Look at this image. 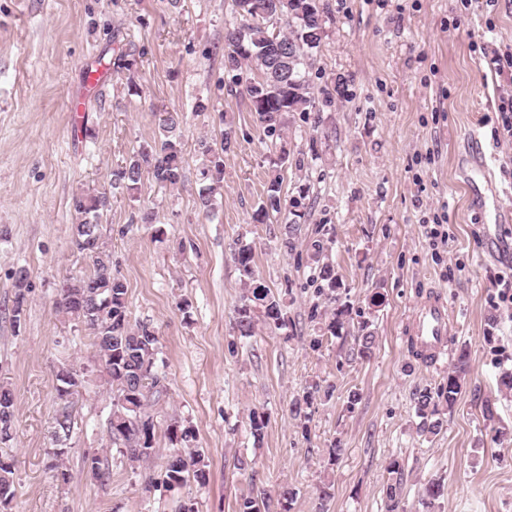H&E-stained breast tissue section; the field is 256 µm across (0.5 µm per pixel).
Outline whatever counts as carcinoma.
<instances>
[{
    "instance_id": "1",
    "label": "carcinoma",
    "mask_w": 512,
    "mask_h": 512,
    "mask_svg": "<svg viewBox=\"0 0 512 512\" xmlns=\"http://www.w3.org/2000/svg\"><path fill=\"white\" fill-rule=\"evenodd\" d=\"M236 21L224 27V70L233 74L239 94L244 96L256 124L267 137H278L287 127L292 112H320L317 104L330 105L336 100V86L316 88L310 81L314 53L325 35V26H307L305 20L316 15L326 18L320 0H233ZM255 67L259 77L240 82L245 67ZM183 117L178 112H163L159 117V135L140 145L139 149L112 170L109 187L95 192L80 191L70 199L73 216V246L89 259V270L81 275L66 277L60 283L56 312L83 324L89 330L93 353L107 366L104 371L110 387L111 411L108 427L112 444L130 463L150 456L156 449L158 422L152 407L167 395L166 375L159 371V337L157 330L147 323L130 322L128 289L124 281L112 272L111 252L103 240L100 225L112 209V191L119 190L129 197L139 191L148 176L165 190L184 184V156L180 135L177 134ZM236 143V131L227 123L220 139L200 142L198 204L207 218L214 216L217 194L224 181V154ZM309 188L299 189L289 213L286 246L293 247L305 223L307 210L302 200ZM279 179L270 181L264 199L255 211V221L266 223L282 212ZM233 261L243 283L244 293L235 311V329L239 335H253L256 315L263 317L271 330L287 327L280 298L265 285L255 269L254 250L248 244L235 242L231 250ZM323 250L314 253L317 266L311 275L316 294L329 304V321L320 334L311 338L310 347L322 345L320 335H342L343 329L353 332L356 355L361 359L372 357L374 332L366 320L359 319L361 311L342 300V283L333 266L321 262ZM14 298L11 308L12 325L21 327L20 314L28 302L29 272L21 267L14 272ZM468 372V354L462 349L448 369V380L436 391H421L415 398V412L422 436L437 434L442 426L438 406L451 408L458 401ZM334 386L319 382L312 384L300 399L289 405L290 414L309 420L317 401L329 400ZM59 406L54 418L55 438L68 437L74 422L71 401L58 393ZM16 422V399L9 387L0 384V445H8L13 438ZM268 420L256 409L248 415L250 434L255 440L263 437ZM164 436L169 442L164 464L163 483L180 486L192 479L203 486L209 482L205 451L194 445L196 435L192 427L173 418L167 423ZM63 448H52L55 459L51 465L53 478L69 481V473L62 456ZM445 494L440 479L429 480L423 490L421 504L432 512ZM15 499L14 467L0 456V512H8ZM265 496L247 495L241 498L238 512H269ZM386 512H404L400 480L391 481L385 490Z\"/></svg>"
}]
</instances>
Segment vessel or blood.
<instances>
[{"label": "vessel or blood", "mask_w": 512, "mask_h": 512, "mask_svg": "<svg viewBox=\"0 0 512 512\" xmlns=\"http://www.w3.org/2000/svg\"><path fill=\"white\" fill-rule=\"evenodd\" d=\"M407 334L423 366H437L441 357L449 353L448 302L444 292L429 291L417 302L411 311Z\"/></svg>", "instance_id": "obj_1"}]
</instances>
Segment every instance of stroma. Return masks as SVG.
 Returning <instances> with one entry per match:
<instances>
[{"instance_id": "stroma-1", "label": "stroma", "mask_w": 512, "mask_h": 512, "mask_svg": "<svg viewBox=\"0 0 512 512\" xmlns=\"http://www.w3.org/2000/svg\"><path fill=\"white\" fill-rule=\"evenodd\" d=\"M325 36L311 70L315 86L343 95L323 108L318 131L289 116L291 153L319 156L308 168L275 169L271 140L254 124L225 73L224 24L232 0H0V383L16 398L9 444L17 487L11 512H176L192 498L200 512H237L241 497L295 493L291 512H384L386 466L403 467L405 512H422L429 479L448 490L436 512H512V396L500 395L501 369H512V308L499 298L512 286V135L503 107L512 103V69L495 56L512 51V0H323ZM137 49L130 69L118 55ZM98 69L96 87L85 76ZM208 97L226 113L237 145L224 158L216 218L198 207V144L218 138ZM80 102L81 115L70 107ZM179 112L185 183L159 189L144 179L137 200L119 194L100 231L112 270L128 288L131 322L159 332L168 395L162 416L191 426L209 464L208 485L162 483L166 438L129 464L109 440L111 399L88 333L58 315L66 275L87 270L73 248L69 199L106 185L117 165L151 140L158 111ZM485 156L484 200L469 189L476 155ZM281 193L307 186L310 214L295 248L285 216L258 224L253 214L273 174ZM153 206L156 224L140 221ZM442 224L447 243L428 231ZM163 239H155L156 227ZM252 245L260 276L280 297L288 326L254 336L234 330L243 294L230 256L234 241ZM323 244L354 308L372 324L370 359L352 356L353 336L309 345L320 299L309 283L315 244ZM29 272L21 329H13V274ZM380 288L385 303L368 296ZM445 292L453 348L469 352V371L454 407H441V430H416L415 396L446 382L452 356L419 366L405 336L408 312L429 289ZM79 374L76 420L64 441L68 482L49 470L54 447L57 374ZM334 385L315 405L302 436L288 405L313 382ZM359 393L349 404L350 393ZM265 412L262 440L248 430L252 409ZM344 454L329 465L327 450ZM108 460L110 477L87 459ZM332 496L317 504L323 481Z\"/></svg>"}]
</instances>
